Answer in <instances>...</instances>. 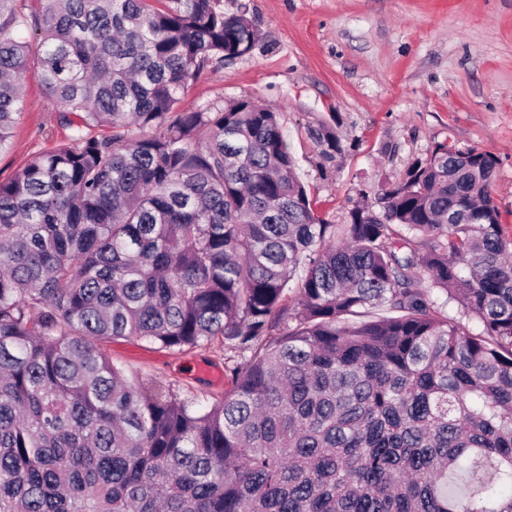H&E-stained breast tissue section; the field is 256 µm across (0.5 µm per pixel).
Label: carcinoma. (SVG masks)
Wrapping results in <instances>:
<instances>
[{
    "instance_id": "1",
    "label": "carcinoma",
    "mask_w": 512,
    "mask_h": 512,
    "mask_svg": "<svg viewBox=\"0 0 512 512\" xmlns=\"http://www.w3.org/2000/svg\"><path fill=\"white\" fill-rule=\"evenodd\" d=\"M19 17L0 0V150L29 67ZM29 17L71 134L0 181V512H512L496 158L440 145L331 224L277 112L180 107L258 41L222 0ZM317 139L340 151L333 127ZM375 307L390 315L360 319ZM129 336L224 337V400L130 381L98 346Z\"/></svg>"
}]
</instances>
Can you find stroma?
<instances>
[{"label": "stroma", "mask_w": 512, "mask_h": 512, "mask_svg": "<svg viewBox=\"0 0 512 512\" xmlns=\"http://www.w3.org/2000/svg\"><path fill=\"white\" fill-rule=\"evenodd\" d=\"M257 28L253 51L204 68L181 102L191 109L248 98L273 107L297 174L332 224L375 201L436 146L497 160L492 196L512 237V0H223ZM338 120L342 151L315 136ZM68 128L35 70L0 181L66 142ZM131 380L157 382L205 405L224 397L232 365L222 337L169 351L135 337L101 341Z\"/></svg>", "instance_id": "obj_1"}]
</instances>
